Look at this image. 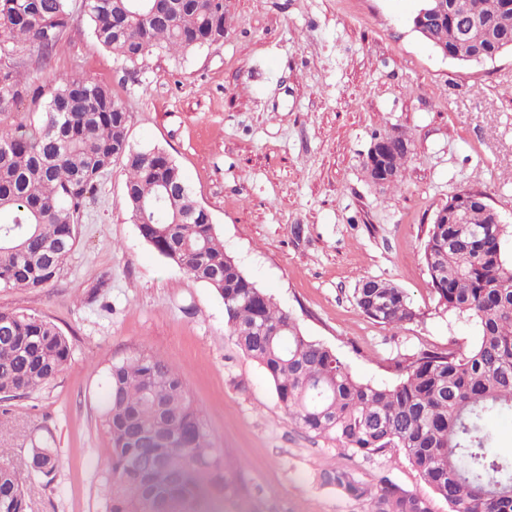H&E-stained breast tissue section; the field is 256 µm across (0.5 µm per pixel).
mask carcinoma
<instances>
[{
  "mask_svg": "<svg viewBox=\"0 0 512 512\" xmlns=\"http://www.w3.org/2000/svg\"><path fill=\"white\" fill-rule=\"evenodd\" d=\"M73 0H0V117L28 100L38 126L0 124V288L37 289L60 275L77 243L80 208L101 176L127 174L123 203L141 237L224 300L227 331L274 384L284 414L344 452L403 453L431 494L382 476L375 483L327 467L319 484L364 505L365 512H512V449L489 422L512 413V230L492 207L459 189L438 209L423 244L432 292L448 311L474 319L468 348L422 351L397 363L401 379L380 386L355 378L336 353L303 334L295 319L249 279L224 250L210 212L193 196L164 150L129 142L128 113L103 86L59 78L49 91L24 83V57L49 64L72 15ZM422 38L460 63L512 51V0H441ZM95 40L137 74L154 54L180 57L224 40V0H82ZM467 198V223L452 201ZM375 323L401 327L419 314L405 292L376 279L354 291ZM71 346L46 318L0 311V393L4 399L54 382ZM102 426L109 435L105 512H149L162 494L177 512H223L234 496L202 410L176 368L141 355L107 371ZM59 460L32 449L30 470L0 466V512H25L24 488L49 477Z\"/></svg>",
  "mask_w": 512,
  "mask_h": 512,
  "instance_id": "obj_1",
  "label": "carcinoma"
}]
</instances>
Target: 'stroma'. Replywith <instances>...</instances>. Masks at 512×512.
<instances>
[{
  "mask_svg": "<svg viewBox=\"0 0 512 512\" xmlns=\"http://www.w3.org/2000/svg\"><path fill=\"white\" fill-rule=\"evenodd\" d=\"M223 43L182 59L151 55L137 78L94 39L75 7L56 54L27 57L30 77L107 87L130 114L134 147H159L211 213L224 248L356 378L398 382L395 361L474 343L449 313L421 258L435 212L460 188L485 194L512 228V53L469 66L414 31L420 0H225ZM405 133L413 153L399 185L368 181L375 134ZM113 167L81 208L78 243L59 278L0 288V310L35 314L68 338L50 385L0 403V465L28 469L47 445L53 478L26 487L27 512H105L101 426L107 370L153 355L172 363L250 512H364L317 473L344 466L427 487L401 453H342L280 409L264 369L224 325V302L140 236ZM397 285L418 310L399 328L357 307L363 279Z\"/></svg>",
  "mask_w": 512,
  "mask_h": 512,
  "instance_id": "1",
  "label": "stroma"
}]
</instances>
